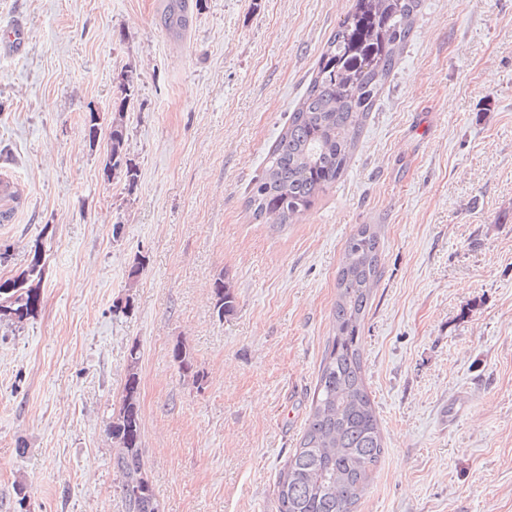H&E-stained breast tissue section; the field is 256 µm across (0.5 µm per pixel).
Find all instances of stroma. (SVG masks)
I'll return each mask as SVG.
<instances>
[{
    "mask_svg": "<svg viewBox=\"0 0 512 512\" xmlns=\"http://www.w3.org/2000/svg\"><path fill=\"white\" fill-rule=\"evenodd\" d=\"M167 2L0 0L27 33L0 55V179L23 194L0 278L44 266L36 316L0 324V512H123L105 425L134 345L163 512H276L364 224L384 242L361 340L384 454L355 512H512V0H423L345 175L281 230L249 187L352 0H188L177 32ZM124 76L131 192L103 175ZM213 293L215 297L214 310L217 312L218 316L222 317L225 313H229L234 309L235 296L224 274H219L215 278ZM172 358L177 363L183 375H190L197 388H203L206 383V376L203 371L196 370L193 359L182 343H177L172 349Z\"/></svg>",
    "mask_w": 512,
    "mask_h": 512,
    "instance_id": "1",
    "label": "stroma"
}]
</instances>
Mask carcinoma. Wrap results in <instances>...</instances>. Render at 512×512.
<instances>
[{"mask_svg": "<svg viewBox=\"0 0 512 512\" xmlns=\"http://www.w3.org/2000/svg\"><path fill=\"white\" fill-rule=\"evenodd\" d=\"M421 7L422 0H353L250 191L248 206L255 218L290 224L344 176L364 122L411 37ZM120 92L104 175L120 174L131 190L137 185L138 168L127 153L122 119L130 85L121 84ZM21 204L18 187L1 179L0 224L11 223ZM382 248L378 231L369 224L361 225L345 245L336 279L333 336L324 352L303 436L279 475L277 512H354L384 453L361 359L362 326L380 276ZM42 280L36 248L26 269L0 280V323L17 326L36 314ZM213 293L218 316L234 309L235 296L224 275L215 278ZM172 358L197 388H203L205 373L196 369L183 344L173 347ZM139 360L134 344L122 403L105 431L112 441V467L121 478L123 512H161L141 451Z\"/></svg>", "mask_w": 512, "mask_h": 512, "instance_id": "carcinoma-1", "label": "carcinoma"}]
</instances>
